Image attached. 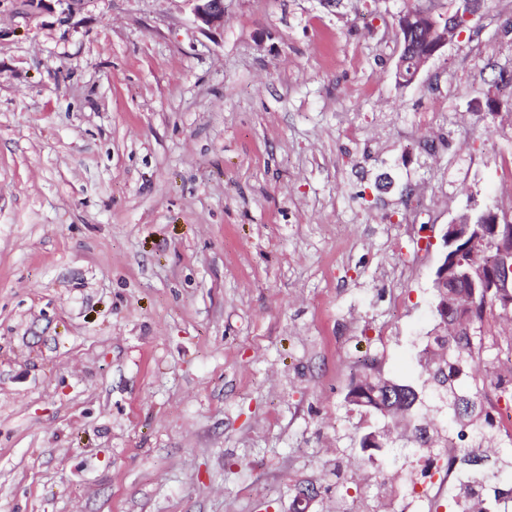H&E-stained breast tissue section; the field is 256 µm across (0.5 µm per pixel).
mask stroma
I'll list each match as a JSON object with an SVG mask.
<instances>
[{
  "label": "stroma",
  "instance_id": "stroma-1",
  "mask_svg": "<svg viewBox=\"0 0 512 512\" xmlns=\"http://www.w3.org/2000/svg\"><path fill=\"white\" fill-rule=\"evenodd\" d=\"M413 0H0V512H336L365 361L417 381L441 245L512 217V0L397 85ZM497 110H488L487 100ZM191 5L195 23L204 32L224 26V0H185Z\"/></svg>",
  "mask_w": 512,
  "mask_h": 512
}]
</instances>
